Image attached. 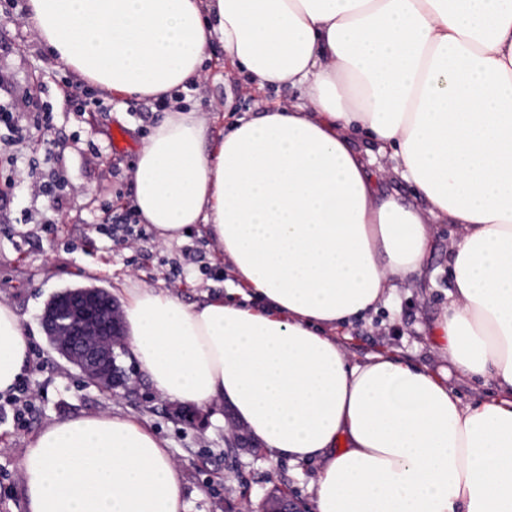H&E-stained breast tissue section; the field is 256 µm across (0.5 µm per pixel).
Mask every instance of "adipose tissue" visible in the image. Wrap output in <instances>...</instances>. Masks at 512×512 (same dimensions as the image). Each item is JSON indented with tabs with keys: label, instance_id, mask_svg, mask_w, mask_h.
<instances>
[{
	"label": "adipose tissue",
	"instance_id": "adipose-tissue-1",
	"mask_svg": "<svg viewBox=\"0 0 512 512\" xmlns=\"http://www.w3.org/2000/svg\"><path fill=\"white\" fill-rule=\"evenodd\" d=\"M68 69L134 98L174 94L213 41L257 91L298 100L218 140L173 111L139 150L134 208L164 243L203 226L226 294L122 286L126 349L156 391L226 403L271 461L318 466L312 512H512V0H28ZM372 139L364 158L355 131ZM391 156L423 208L383 194ZM454 224L432 343L449 369L337 335L428 271ZM30 342L0 303V392ZM495 383L462 404L449 372ZM27 512H187L182 472L132 416L57 421L25 448Z\"/></svg>",
	"mask_w": 512,
	"mask_h": 512
}]
</instances>
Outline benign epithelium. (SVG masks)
I'll return each instance as SVG.
<instances>
[{
    "label": "benign epithelium",
    "instance_id": "obj_1",
    "mask_svg": "<svg viewBox=\"0 0 512 512\" xmlns=\"http://www.w3.org/2000/svg\"><path fill=\"white\" fill-rule=\"evenodd\" d=\"M52 348L82 373L85 382L110 395L130 391L134 380L118 367L115 350L123 346L121 316L112 296L101 288H75L53 297L41 317ZM264 512H301L284 492L273 490Z\"/></svg>",
    "mask_w": 512,
    "mask_h": 512
}]
</instances>
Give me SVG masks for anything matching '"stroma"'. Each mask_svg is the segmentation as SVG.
<instances>
[{
	"mask_svg": "<svg viewBox=\"0 0 512 512\" xmlns=\"http://www.w3.org/2000/svg\"><path fill=\"white\" fill-rule=\"evenodd\" d=\"M210 66L196 80L187 99L219 137L244 114L287 103L288 89L258 93L247 78L224 62L213 45ZM72 72L41 44L26 14L13 0H0V98L12 101L16 128L0 125V303L13 308L29 337L31 352L21 382L32 407L24 422L12 410L0 412V512H26L22 458L30 440L46 425L66 418L123 412L144 420L181 466L188 512H261L266 492L276 488L308 508L306 487L317 467L270 464L264 448H226L225 405L204 412L205 426L179 421L137 363L122 356L136 384L131 393L111 396L86 384L78 369L59 356L45 335L41 314L58 293L70 288L112 290L125 278L153 288L180 292L186 301L224 289V260L210 239L193 231L186 242L164 244L154 233L103 242L90 226L91 214L125 217L132 206L136 154L164 117L148 100L107 91L99 104L77 112L68 96ZM52 113L51 128L42 116ZM67 143L48 155L49 141ZM83 151L71 150L72 141ZM96 144L88 152L86 144ZM58 226L46 235V221ZM458 229L434 226L429 267L434 281H415L397 291L398 312L372 315L343 331L339 339L352 358L365 360L380 350L438 370L447 362L432 349L429 327L447 301L451 239ZM193 247L202 259L186 260Z\"/></svg>",
	"mask_w": 512,
	"mask_h": 512,
	"instance_id": "stroma-1",
	"label": "stroma"
}]
</instances>
